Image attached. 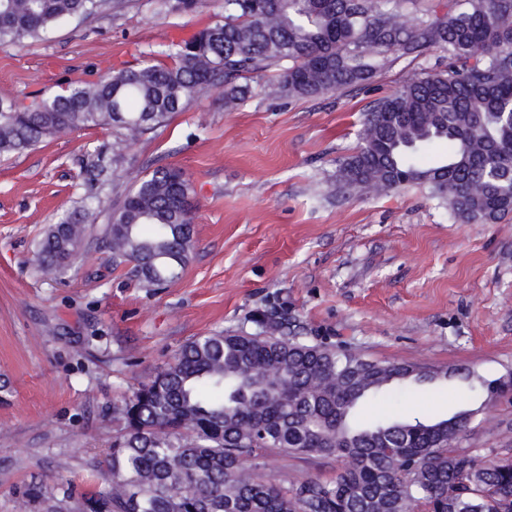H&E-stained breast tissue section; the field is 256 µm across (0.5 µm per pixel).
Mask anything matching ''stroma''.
Returning <instances> with one entry per match:
<instances>
[{"mask_svg":"<svg viewBox=\"0 0 512 512\" xmlns=\"http://www.w3.org/2000/svg\"><path fill=\"white\" fill-rule=\"evenodd\" d=\"M223 19L224 0H208L199 16L126 0L64 22L48 39L0 49V94L28 100L72 78L139 66L144 53ZM446 61L438 50L393 56L365 83L319 98L257 91L228 108L217 89L133 142L122 176L101 192L104 208L159 165L181 168L193 184V251L165 288L113 269L102 217L56 278L35 268L38 242L78 204L83 166L111 131L0 156V512H19L34 486L95 490L93 464L122 426L114 405L194 337L256 331L255 317L273 309L311 341L453 370L435 386L367 404L364 417L469 409L458 448L512 455V392L478 395L463 378L512 373V214L465 223L417 186L335 189L365 113L414 72ZM264 463L281 486L328 481L340 469L325 457L271 454Z\"/></svg>","mask_w":512,"mask_h":512,"instance_id":"35a3bbf8","label":"stroma"}]
</instances>
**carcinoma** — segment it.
Wrapping results in <instances>:
<instances>
[{
  "label": "carcinoma",
  "instance_id": "cac0c4a2",
  "mask_svg": "<svg viewBox=\"0 0 512 512\" xmlns=\"http://www.w3.org/2000/svg\"><path fill=\"white\" fill-rule=\"evenodd\" d=\"M106 0H0V48L46 39ZM198 13L205 0H162ZM417 0H224V21L149 55L136 68L78 78L28 104L0 96V156L48 138L111 129L112 143L84 165L86 194L41 239L36 262L54 276L73 258L100 193L131 141L165 125L210 89L224 104L279 70L271 93L310 98L366 81L392 55L448 54L366 113L360 146L336 172V188L389 191L418 185L457 218L494 224L512 213V0H451L448 12H415ZM193 187L158 166L108 214L103 244L112 269L132 265L150 285L179 280L193 249ZM258 332H214L184 344L174 361L114 413L123 422L94 465L105 489L53 497L51 512H512V456L487 461L456 447L473 419L440 420L359 408L412 385L448 378L405 363L369 361L288 334L263 314ZM269 453L334 457L330 481L272 483Z\"/></svg>",
  "mask_w": 512,
  "mask_h": 512
}]
</instances>
